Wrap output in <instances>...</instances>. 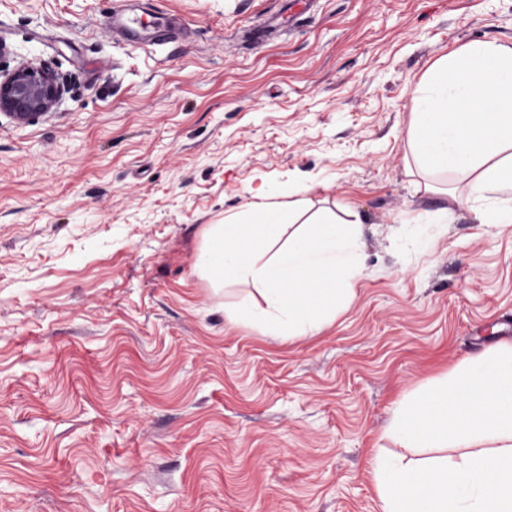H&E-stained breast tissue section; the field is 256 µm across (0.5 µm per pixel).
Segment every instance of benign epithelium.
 Masks as SVG:
<instances>
[{"instance_id":"obj_1","label":"benign epithelium","mask_w":512,"mask_h":512,"mask_svg":"<svg viewBox=\"0 0 512 512\" xmlns=\"http://www.w3.org/2000/svg\"><path fill=\"white\" fill-rule=\"evenodd\" d=\"M64 92L63 79L41 65L0 70V112L18 123L46 115Z\"/></svg>"}]
</instances>
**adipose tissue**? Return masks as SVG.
Segmentation results:
<instances>
[{"label": "adipose tissue", "mask_w": 512, "mask_h": 512, "mask_svg": "<svg viewBox=\"0 0 512 512\" xmlns=\"http://www.w3.org/2000/svg\"><path fill=\"white\" fill-rule=\"evenodd\" d=\"M408 143L426 173L469 178L485 224H512V44L476 42L438 59L411 103ZM300 203L261 202L211 225L200 269L250 291L241 316L265 336L318 332L361 273L359 220H302Z\"/></svg>", "instance_id": "ef3b65f1"}]
</instances>
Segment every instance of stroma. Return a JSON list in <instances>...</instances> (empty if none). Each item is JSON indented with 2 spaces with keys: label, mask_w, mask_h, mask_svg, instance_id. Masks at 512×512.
<instances>
[{
  "label": "stroma",
  "mask_w": 512,
  "mask_h": 512,
  "mask_svg": "<svg viewBox=\"0 0 512 512\" xmlns=\"http://www.w3.org/2000/svg\"><path fill=\"white\" fill-rule=\"evenodd\" d=\"M0 0V66L65 77L0 113V512H382L399 402L508 342L512 224L420 180L410 101L512 0ZM273 201L353 213L362 271L313 336H265L199 270L209 225ZM102 27L113 38L118 37L123 43L135 45L138 42L139 29L144 25L141 17L127 14V9L121 2V5L114 8L112 14L106 18ZM64 88L63 79L41 65L0 70V112L18 123L32 122L49 113Z\"/></svg>",
  "instance_id": "obj_1"
}]
</instances>
